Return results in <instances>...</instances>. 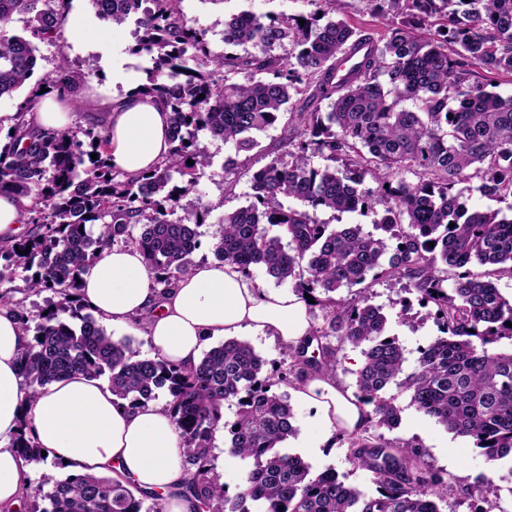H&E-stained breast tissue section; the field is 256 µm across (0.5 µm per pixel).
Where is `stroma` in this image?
<instances>
[{
    "mask_svg": "<svg viewBox=\"0 0 512 512\" xmlns=\"http://www.w3.org/2000/svg\"><path fill=\"white\" fill-rule=\"evenodd\" d=\"M319 0H181L180 9L190 25L204 33L212 52L224 50V20L239 12H249L259 17L288 18L310 15L319 11ZM134 20L112 26L92 18L89 30L81 35L62 31L59 39L38 46L36 77L50 72L59 54H66L73 68L87 75L85 91L97 98L119 97L135 82L143 80L147 62L144 57L133 54L136 41ZM288 131L284 124H276L256 133L257 147L232 174H225L224 159L234 151L233 144L200 134L199 143L212 158V164L199 176L193 199L211 205L212 211L200 227L201 248L193 256L194 263L211 262L209 250L212 238L219 228L224 213L247 204L251 194L252 175L264 167L272 158L285 151ZM398 282H384L371 289L373 304L382 307L389 318V331L397 336L405 349L408 363H415L420 347L438 336L440 330L427 314L418 308L413 321L399 322L395 300L401 292ZM402 406L401 422L389 431L388 439L421 444L428 453L430 463L439 471L452 476V490L448 492L447 512H468L466 489L480 484L487 476L490 464L475 448L471 438L448 432L432 418L410 406L406 397H399ZM294 424L298 429L295 437L286 441L290 452L299 454L313 471L335 470L346 484L371 493L376 489L371 472L355 467L349 460L348 446L337 443L333 448L313 447L317 432L312 424L310 412L302 405H294Z\"/></svg>",
    "mask_w": 512,
    "mask_h": 512,
    "instance_id": "1",
    "label": "stroma"
}]
</instances>
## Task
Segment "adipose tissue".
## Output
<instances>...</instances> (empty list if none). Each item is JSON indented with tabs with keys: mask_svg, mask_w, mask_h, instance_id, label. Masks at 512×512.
<instances>
[{
	"mask_svg": "<svg viewBox=\"0 0 512 512\" xmlns=\"http://www.w3.org/2000/svg\"><path fill=\"white\" fill-rule=\"evenodd\" d=\"M99 107L107 117V152L115 167L137 174L167 154L170 114L163 101L130 92ZM81 280L83 301L95 315L115 324L146 317L154 352L184 368L198 364L214 337L248 330L291 348L313 327L308 299L263 288L229 264L193 265L161 296L150 290L136 248L111 247L85 268ZM26 342L17 313L0 306V512L17 504L30 480L12 446L24 415L48 450L46 473L63 461L75 472L108 474L148 491L183 483L182 443L165 405L130 409L100 380L73 375L47 385L28 412H21L18 357ZM293 393L312 412L321 442H335L342 430L363 434L373 421L370 406L333 376L308 373Z\"/></svg>",
	"mask_w": 512,
	"mask_h": 512,
	"instance_id": "1",
	"label": "adipose tissue"
}]
</instances>
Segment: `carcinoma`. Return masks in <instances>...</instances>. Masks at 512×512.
<instances>
[{
  "instance_id": "obj_1",
  "label": "carcinoma",
  "mask_w": 512,
  "mask_h": 512,
  "mask_svg": "<svg viewBox=\"0 0 512 512\" xmlns=\"http://www.w3.org/2000/svg\"><path fill=\"white\" fill-rule=\"evenodd\" d=\"M320 2L322 15L302 25L297 16L265 23L252 14L249 27L237 15L226 18L224 53L215 54L187 25L180 0H91L97 18L112 25L137 15L141 36L132 51L149 66L136 92L163 99L171 112L169 152L140 176L112 165L104 124L78 132L30 126L26 115L43 89L82 107L85 76L65 55L17 106L14 133L0 141V195L20 203L30 230L0 241V305L20 313L31 334L19 357L24 401L76 374L108 375L112 394L132 407L165 388L184 462L194 467L178 491L141 489L140 498L110 476L44 473L50 490L42 512H142L145 498L148 512H166L174 496L192 497L197 512H443L448 486L419 444L348 438L349 459L371 471L374 495L331 469L312 471L282 447L297 429L277 389L310 370L335 375L334 338L360 349L356 397L371 407L374 426H399L394 387L448 432L473 439L492 466L508 460L512 474V350L494 347L512 340V300L495 283L512 276V217L464 200L470 191L512 198V97L489 91L483 77H512V0H368L387 20L380 37L342 19L323 21L336 0ZM68 5L0 0V98L32 77L37 43L57 38ZM18 13L28 15L24 36L10 29ZM246 45L259 52L235 53ZM407 100L420 102L418 110L403 107ZM284 117L288 151L254 173L248 204L224 214L211 253L247 273L259 265L279 282L292 280L298 293L321 294L316 306L328 313L327 327L286 349L287 367L270 372L238 339L212 347L189 369L137 357L131 338H113L80 303L77 279L122 241L142 253L150 288L166 293L189 271L201 248L198 228L213 210L190 200L210 165L199 133L233 143L239 155L257 146L254 133ZM310 150L327 152L342 169L311 166ZM406 171L418 181L401 178ZM319 210L377 214L373 224L386 235L325 224ZM19 270L24 291L50 294L37 314L16 297ZM392 280L407 281L405 291L425 302L441 332L409 372L388 317L367 295ZM358 285L353 298L333 297ZM232 399L227 451L245 464L233 496L215 474L211 445L219 409ZM16 447L25 463L47 462L32 433L20 434ZM493 493L488 486L468 493L469 512H492Z\"/></svg>"
}]
</instances>
